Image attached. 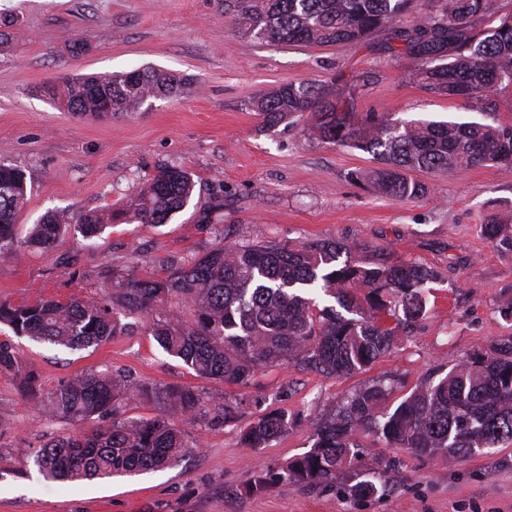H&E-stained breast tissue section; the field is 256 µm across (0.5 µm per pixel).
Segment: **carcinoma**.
<instances>
[{"instance_id": "cac0c4a2", "label": "carcinoma", "mask_w": 512, "mask_h": 512, "mask_svg": "<svg viewBox=\"0 0 512 512\" xmlns=\"http://www.w3.org/2000/svg\"><path fill=\"white\" fill-rule=\"evenodd\" d=\"M431 11L404 25L411 0H236L246 34L263 41L329 45L380 42L402 55L412 75L433 93L491 108L497 91L512 85V12L499 0H435ZM182 78L155 69L52 82L44 92L73 115L135 112L152 99L183 92ZM268 128L312 117L311 130L326 143L362 151L376 167L350 179L396 200L417 199L429 187L413 171H452L512 164V127L482 123L401 119L355 112L350 95L335 85L283 84L252 99ZM192 174L180 165L158 168L137 195L112 211L45 214L19 238L18 214L27 201L26 174L0 163V254L19 244L53 247L71 227L99 236L112 221L167 224L189 202ZM489 240L512 247V224H484ZM366 246L318 239L299 247L269 241L217 246L174 269L144 277L118 276L101 298L36 297L0 301V325L31 341L69 349L98 348L126 333V315L148 317L145 333L168 357L202 378L248 387L262 367L293 362L327 376H350L411 336L430 312L431 267ZM335 304L319 307L314 291ZM179 298L189 316L168 307ZM0 370L14 373L38 414L80 425L98 424L47 441L35 465L56 481L138 474L178 461L199 447L179 427L193 418L197 392L158 386L123 373L90 369L48 393L35 390L15 351L0 344ZM391 387L378 381L353 393L340 410L318 424L311 449L279 466L260 469L245 492L268 480L333 485L365 457V433L389 447L435 457L469 458L512 445V336L497 353L474 354L443 377L429 376L395 408L379 406ZM149 402L151 418L127 416L131 405ZM288 431L282 412H271L241 431L247 448H265ZM372 469L347 486L355 498L379 492Z\"/></svg>"}]
</instances>
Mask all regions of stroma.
I'll return each instance as SVG.
<instances>
[{
	"mask_svg": "<svg viewBox=\"0 0 512 512\" xmlns=\"http://www.w3.org/2000/svg\"><path fill=\"white\" fill-rule=\"evenodd\" d=\"M0 0L13 18L0 42V159L23 170L30 190L18 215L116 209L163 164H178L196 186L169 223L111 224L98 237L70 232L51 248L0 255V301L37 296L96 297L113 275L182 265L225 243L299 245L313 239L366 243L432 267L434 306L413 336L366 371L324 375L288 363L260 369L249 387L199 378L168 358L141 330L99 348L34 343L0 326L41 392L89 369H112L200 395L184 431L200 445L176 464L106 481L45 479L33 455L73 427L37 417L13 374L0 372V512H512V445L464 460L430 458L365 439L368 456L390 462L384 493L348 495L343 484L269 482L254 473L310 450L318 422L349 395L384 379L397 405L430 373L466 357L493 354L512 336V248L486 240L482 224L512 223V166L418 173L429 195L395 200L353 183L370 155L323 142L308 118L264 129L253 97L290 82L328 84L345 75L358 112L436 121L512 125V87L480 111L438 96L408 72L405 59L371 43L277 44L246 35L224 0ZM88 47L73 55L70 46ZM138 68L171 72L181 96L91 122L46 96L50 81ZM240 401L236 421L213 423L224 400ZM278 410L291 426L269 447H244L246 423Z\"/></svg>",
	"mask_w": 512,
	"mask_h": 512,
	"instance_id": "35a3bbf8",
	"label": "stroma"
}]
</instances>
